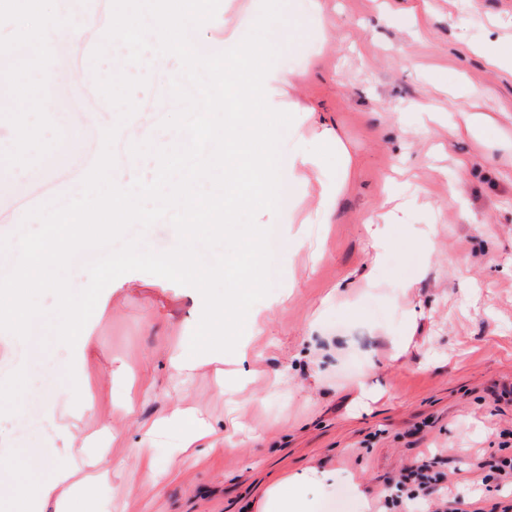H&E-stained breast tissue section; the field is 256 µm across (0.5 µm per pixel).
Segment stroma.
<instances>
[{"label":"stroma","instance_id":"35a3bbf8","mask_svg":"<svg viewBox=\"0 0 512 512\" xmlns=\"http://www.w3.org/2000/svg\"><path fill=\"white\" fill-rule=\"evenodd\" d=\"M259 5L221 0L192 44L223 51L225 25L245 36ZM283 17L270 37L292 76L279 163L292 196L256 217L277 243L273 289L253 309L278 304L251 342L256 373L242 382L233 352L222 369L178 382L169 359L190 345L199 291L143 272L106 286L87 323L95 357L84 370L104 392L76 421L82 435L112 427L94 512H260L268 485L311 469L336 475L333 490L306 485L316 512H382L394 477L425 454L448 461V512H496L512 488L489 486L475 463L512 456V68L493 58L497 42H512V0H286ZM92 50L88 36L37 38L18 86L0 89V236L16 233L42 193L77 194L100 154L112 107L94 76L129 66L122 45L96 67ZM163 118L140 109L125 123L114 145L125 181L157 169L131 156L132 143L180 142ZM327 132L351 159L344 181L331 165L318 182L291 185L293 163ZM21 147L27 163L16 168ZM392 182L404 224L380 248L365 222ZM325 186L335 190L326 211ZM35 326L27 341L0 332V381L20 364L33 379L0 401V455L22 463L0 468L4 487L48 479L62 446L39 419L17 432L22 408H49L74 381L70 356L42 347L48 332ZM129 396L133 424L119 418ZM176 406L208 425L210 446L186 447L181 426L142 445V430Z\"/></svg>","mask_w":512,"mask_h":512}]
</instances>
